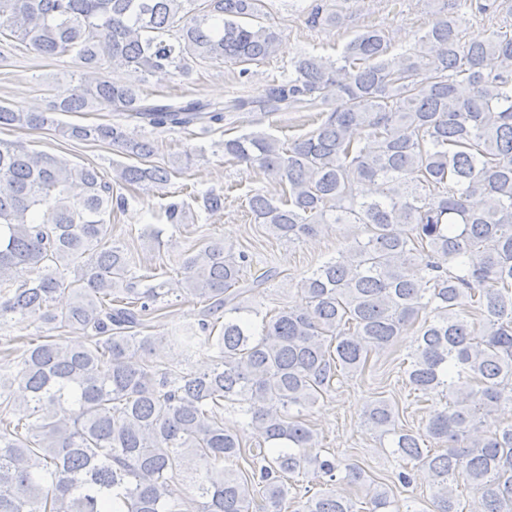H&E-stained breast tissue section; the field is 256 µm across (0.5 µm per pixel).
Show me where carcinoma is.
<instances>
[{
  "mask_svg": "<svg viewBox=\"0 0 512 512\" xmlns=\"http://www.w3.org/2000/svg\"><path fill=\"white\" fill-rule=\"evenodd\" d=\"M351 2L313 0L306 24L339 27ZM441 2L404 52L391 53L385 31L369 28L336 59L302 52L288 80L220 107L151 102L141 82L165 69L186 76L191 60L247 76L280 42L264 0H0V62L19 41L46 57L74 52L96 72L48 113L0 105V126L37 129L55 112L91 109L156 128L217 123L226 112L318 110L311 133L286 144L245 133L224 140V155L282 186L278 198L248 199L277 238L360 228L304 275L300 302L271 317L239 301L249 255L211 240L183 261V295L204 303L203 318L145 335L169 289L154 271L135 272L127 245L112 240L107 217L125 200L92 166L0 140V327L33 320L48 331L0 351V512H186L170 491L186 472L195 474V512H250L255 489L266 512H288V475L300 471L331 482L344 473L368 488L372 512H417L319 448L303 418L415 325L405 384L445 390L446 406L429 411L420 433L372 398L363 425L412 464L398 473L403 486L427 472L436 512H463L461 481L483 512H512V424L498 418L512 409V34L464 43L467 16ZM475 11L512 18V0ZM103 62L112 73L99 72ZM60 132L138 160L115 168L118 182L170 180L172 170L150 161L153 145L120 124ZM66 329L88 342L51 335ZM167 345L211 356L175 372L150 359ZM228 406L255 431L254 446L224 429ZM297 512L355 510L327 488Z\"/></svg>",
  "mask_w": 512,
  "mask_h": 512,
  "instance_id": "1",
  "label": "carcinoma"
}]
</instances>
